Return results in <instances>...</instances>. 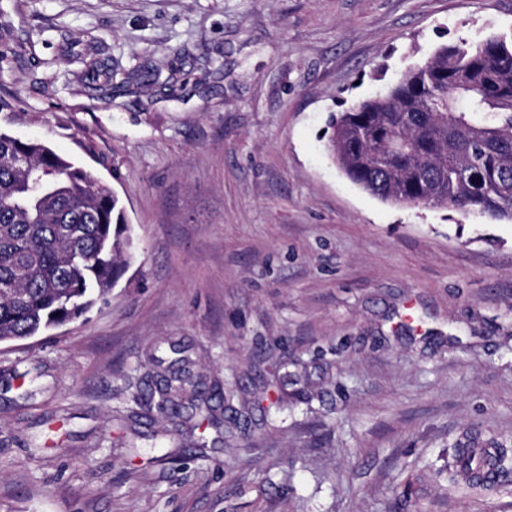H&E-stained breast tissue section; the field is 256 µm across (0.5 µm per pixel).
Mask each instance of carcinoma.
Masks as SVG:
<instances>
[{
	"label": "carcinoma",
	"mask_w": 512,
	"mask_h": 512,
	"mask_svg": "<svg viewBox=\"0 0 512 512\" xmlns=\"http://www.w3.org/2000/svg\"><path fill=\"white\" fill-rule=\"evenodd\" d=\"M85 82L112 95V66L96 60ZM159 74L123 73L141 90ZM328 151L343 173L394 204L448 206L512 221V37L441 45L386 91L333 116ZM133 231L112 190L38 139L0 132V344L42 336L105 301L134 260ZM173 376L157 407L174 417L212 411L203 393L175 401ZM449 467L467 486L470 464Z\"/></svg>",
	"instance_id": "cac0c4a2"
}]
</instances>
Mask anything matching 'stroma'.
<instances>
[{"label":"stroma","mask_w":512,"mask_h":512,"mask_svg":"<svg viewBox=\"0 0 512 512\" xmlns=\"http://www.w3.org/2000/svg\"><path fill=\"white\" fill-rule=\"evenodd\" d=\"M512 0H0V130L119 197L136 257L105 303L0 344V512H512L448 479L512 451V221L383 201L330 115ZM149 91L91 94L88 41ZM177 75L183 88L164 84ZM216 428L137 398L168 367ZM159 80V74L147 68H135L123 73L120 86L131 90H142L155 85ZM479 449L481 448H472L470 457L463 463V456L460 452V448H454L452 461L448 464V466L453 469V477L462 480L468 487L478 486L472 481V477L470 476V464H475L477 450Z\"/></svg>","instance_id":"stroma-1"}]
</instances>
